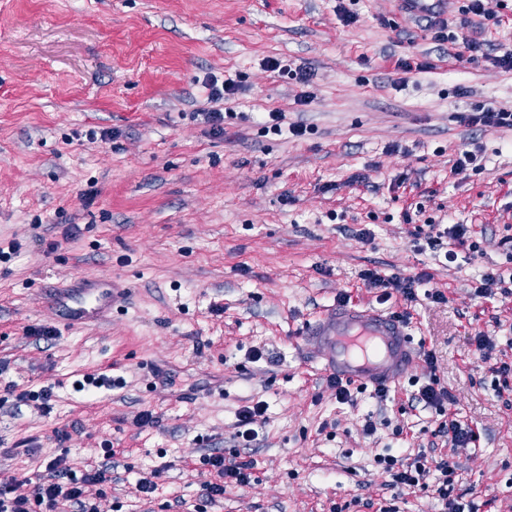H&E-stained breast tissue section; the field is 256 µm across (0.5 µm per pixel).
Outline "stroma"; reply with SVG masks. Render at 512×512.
Returning <instances> with one entry per match:
<instances>
[{
    "mask_svg": "<svg viewBox=\"0 0 512 512\" xmlns=\"http://www.w3.org/2000/svg\"><path fill=\"white\" fill-rule=\"evenodd\" d=\"M464 3L442 11L483 53L460 62L399 0H0V244H20L0 262V381L55 395L47 416L0 401V478H37L63 453L77 470L108 465L90 490L100 512H441L376 463L424 451L456 464L454 493L477 512H512V379L495 387L473 344L488 337L493 360L512 361V294L475 293L485 272L512 275V129L463 121L512 108V71L494 63L512 52V0L480 28L462 24ZM407 55L430 70L401 71ZM298 69L312 75L306 105ZM210 76L239 86L220 136L197 114ZM466 149L481 168L461 178L451 166ZM430 219L469 225L480 252L449 262L424 248ZM68 224L82 232L66 241ZM366 269L428 278L414 301L384 300ZM81 275L124 280L127 307L93 329L26 337L57 326L43 288ZM342 294L409 314L434 355L386 400L368 389L338 402L324 351L302 334ZM115 361L120 386L75 391ZM432 376L478 429L475 446L435 436L438 415L414 400ZM258 403L246 446L237 413ZM146 410L158 423L138 428ZM217 452L252 461V477L207 505L201 459ZM165 459L141 500L138 479Z\"/></svg>",
    "mask_w": 512,
    "mask_h": 512,
    "instance_id": "obj_1",
    "label": "stroma"
}]
</instances>
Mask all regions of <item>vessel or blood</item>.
I'll list each match as a JSON object with an SVG mask.
<instances>
[{"mask_svg":"<svg viewBox=\"0 0 512 512\" xmlns=\"http://www.w3.org/2000/svg\"><path fill=\"white\" fill-rule=\"evenodd\" d=\"M128 296V288L117 278L81 276L45 288L41 299L63 327L83 329L110 321ZM307 333L326 349L323 371L356 388L399 382L420 355L404 325L368 306L336 305Z\"/></svg>","mask_w":512,"mask_h":512,"instance_id":"vessel-or-blood-1","label":"vessel or blood"}]
</instances>
